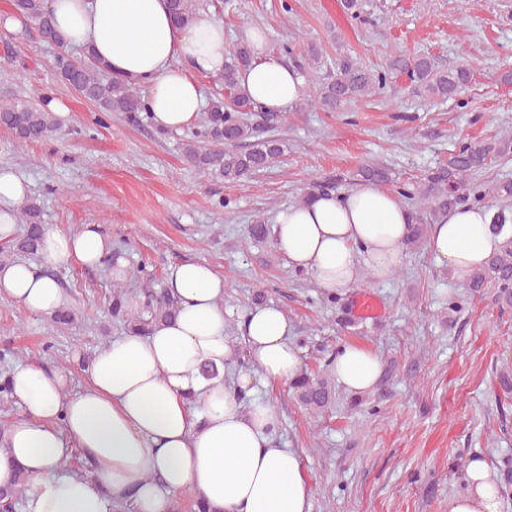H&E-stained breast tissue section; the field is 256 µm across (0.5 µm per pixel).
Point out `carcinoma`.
Returning a JSON list of instances; mask_svg holds the SVG:
<instances>
[{"label":"carcinoma","mask_w":512,"mask_h":512,"mask_svg":"<svg viewBox=\"0 0 512 512\" xmlns=\"http://www.w3.org/2000/svg\"><path fill=\"white\" fill-rule=\"evenodd\" d=\"M344 13L355 23L365 24L368 18L362 0H342ZM177 21L194 22L202 7L201 0H170ZM13 14L36 25L44 41L65 47L60 33L46 8V0H13ZM279 51L301 56L300 70L320 63L321 53L316 47L301 43L285 44ZM252 62V49L244 41L233 46L224 64V89L232 104L227 106L214 98L203 125L184 144L186 161L201 172L226 182H238L269 168L283 153L280 140L270 135L282 125L286 114L265 112L239 91V77ZM56 68L61 80L84 97L94 101L102 112H121L130 120H141L142 104L138 92L127 81L112 77L96 61L75 64L63 52L58 55ZM335 76L322 84L318 95L304 102L305 107L323 112L342 110L356 100L371 95L387 86L390 79L404 75L412 90L430 99L447 100L456 96L470 81L472 65L464 61L445 68L426 55L413 57L395 55L386 68L372 70L363 67L349 54L337 51L334 59ZM0 128L10 131L16 144L49 140L60 130V122L44 103L13 102L0 104ZM512 152V143L504 140L470 141L462 144L448 156V161L430 171L409 198L419 209L446 210L458 204L490 205L496 199L512 198V179L501 178L486 187L476 178L490 161ZM359 182H385L389 172L376 165H363L354 174ZM19 221L25 224L24 234L15 243L20 252H39L44 234L41 206L37 199L24 203ZM112 314L125 319L130 333L145 334L153 325L175 313L171 300L158 299L147 294L143 310L126 307L125 293L120 284H114ZM465 287L474 292L484 288L495 290V300L512 306V237L486 263L474 272ZM301 403L314 410L323 409L332 400V388L325 380L303 377L293 382ZM28 478L19 473L13 486L0 489V505L18 508L26 498Z\"/></svg>","instance_id":"obj_1"}]
</instances>
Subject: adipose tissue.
I'll return each mask as SVG.
<instances>
[{
    "mask_svg": "<svg viewBox=\"0 0 512 512\" xmlns=\"http://www.w3.org/2000/svg\"><path fill=\"white\" fill-rule=\"evenodd\" d=\"M46 6L69 47L91 49L113 76L144 88L143 108L161 129L193 125L206 107L200 76L224 72L223 23L202 17L178 24L168 0H46ZM240 35L254 55L240 75L243 94L269 112L292 110L305 94L301 74L268 51L259 27L242 26ZM27 193L21 177L0 169V241L13 238L15 207ZM493 218L481 205L442 212L430 231L432 255L457 279L469 278L512 235L511 225L494 230ZM411 222L396 192L364 183L279 212L274 246L319 288L337 294L362 269L382 279L398 268ZM41 255L49 264L94 266L109 250L100 225L85 224L74 234L46 232ZM168 281L174 317L148 335L129 333L98 349L84 390L71 392L65 370L30 364L13 370L22 416L0 437V486L25 471L26 512H114L125 501L137 512H173L186 490L213 512H310L312 485L299 452L277 447V411L250 397L255 379L285 383L302 370L287 316L270 305L248 312L251 368L228 387L222 372L235 351L223 276L208 263L189 261L171 267ZM0 299L48 313L63 293L37 266L7 263L0 266ZM205 366L216 378L202 374ZM331 367L355 393L370 390L381 374L379 357L353 344L336 350ZM77 452L92 461L93 477L64 471ZM465 481V493L449 502L448 512H502L500 487L482 458L469 461Z\"/></svg>",
    "mask_w": 512,
    "mask_h": 512,
    "instance_id": "ef3b65f1",
    "label": "adipose tissue"
}]
</instances>
